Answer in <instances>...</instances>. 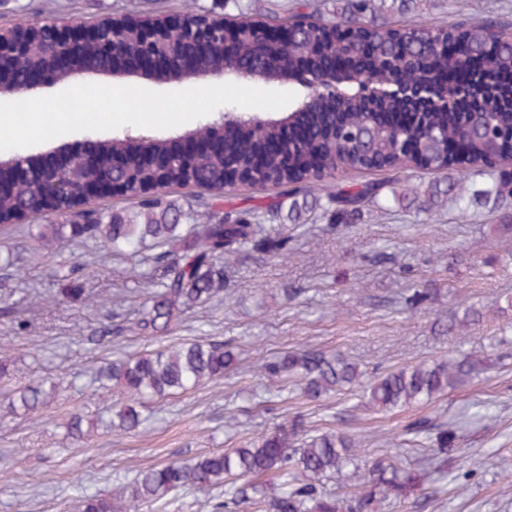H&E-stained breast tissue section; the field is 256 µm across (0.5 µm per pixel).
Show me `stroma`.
I'll return each mask as SVG.
<instances>
[{"label": "stroma", "instance_id": "35a3bbf8", "mask_svg": "<svg viewBox=\"0 0 512 512\" xmlns=\"http://www.w3.org/2000/svg\"><path fill=\"white\" fill-rule=\"evenodd\" d=\"M123 7L146 15L183 11L182 0H10L0 7V28L21 19L90 22ZM498 222L493 209L463 215L448 198L428 214L370 206L353 224L313 214L311 223L289 225L287 257L256 249L239 254L224 270L219 300L159 340L133 328L147 299L144 282L165 279L153 261L154 242L131 256L78 239L45 247L24 225L0 235V257L11 256L17 268L11 276L0 272V295L14 307L0 313V338L23 382L58 386L34 417L9 413L0 397V512H75L83 493L111 489L152 465L236 447L298 413L308 429L348 432L371 455L393 443L406 460L425 455L426 434L405 430L418 413L414 407L378 413L367 409L359 390L315 403L292 392L266 405L255 363L307 347L341 353L371 373L451 355L487 357L491 369L425 409L459 427L460 466L418 497L382 502L377 512H512V479L498 460L500 451L512 452V313L490 308L497 295H512V234L494 235ZM75 263L83 264L79 283L97 294L96 302L56 301L59 278ZM408 288L428 289L425 308L406 306ZM469 307L481 310V318L449 331V319ZM201 336L233 340L243 366L155 402L138 431L106 430L112 396L89 383L104 362ZM76 413L90 430L80 440L68 434ZM462 467L475 472L465 484L456 479Z\"/></svg>", "mask_w": 512, "mask_h": 512}]
</instances>
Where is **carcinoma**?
Wrapping results in <instances>:
<instances>
[{"label":"carcinoma","instance_id":"obj_1","mask_svg":"<svg viewBox=\"0 0 512 512\" xmlns=\"http://www.w3.org/2000/svg\"><path fill=\"white\" fill-rule=\"evenodd\" d=\"M427 0H333L336 20L321 19V0H283L266 14V24L279 32L257 45L255 29L247 23H229L224 35L205 41L200 57L220 69L224 78L246 65L272 60L292 78L296 74H322L336 60L340 90L318 94L301 86L297 103L308 101L314 126L306 131L288 127V152L270 150L283 137L279 123L244 121L224 137V147L202 152L188 166L162 162L172 140L159 138L155 158H145L131 174L112 170L114 152L136 148L114 137L101 148L95 162L84 168L85 198L74 207L70 197L51 194L31 177L25 183L0 171V231L11 232L18 213L31 220L51 217L72 219L70 224H39L37 239L50 246L63 240H101L112 251L135 250L148 241L175 244L177 253H162L155 261L165 265L166 282L148 294V305L135 328L149 339L166 337L194 309L221 295L223 263L233 255L256 247L280 257L288 255V235L278 232L258 241L257 222L301 219L314 211L311 175L328 178L363 169L400 172L421 165L448 179L456 174L452 191L467 211L505 193L512 194V39L494 16L475 25L465 15L448 27L391 28L390 18L405 16ZM16 28L0 31V69L16 70L24 80L59 64L51 52H37L25 60L13 54ZM140 34L134 27L119 31L112 54L133 46ZM106 46L84 45L64 65L75 74L95 72ZM179 53L176 41L154 45L152 55L162 62ZM378 75L398 86L418 85L427 92H450L448 103L429 98H398L387 87L376 96H364L342 83L348 77ZM274 172L278 192L265 203L226 211L221 184L224 168ZM124 185L132 196L154 183L178 188L203 185L208 195L187 200V211L172 206L162 192L140 198L137 210L125 218H106L95 209L105 196L103 179ZM382 183L338 182L326 188L327 205H336V217L354 222L362 209L379 205ZM288 214H283L284 199ZM187 215L199 222L193 233L180 224ZM57 289L62 302L84 303L86 288L64 277ZM240 363L238 354L220 340L201 339L113 359L97 371L98 382L112 390L111 426L123 433L136 431L143 422L145 403L186 393L219 381ZM261 376L281 392L296 386L310 402L364 389L368 407L390 412L429 403L449 390L463 387L484 371L477 355L450 357L428 364L417 362L364 380L360 366L342 356L319 349L285 350L260 362ZM15 369L0 357V384L7 387L9 407L36 413L47 395L39 386L9 387ZM413 433L433 434L426 458L428 468L405 466L398 452L387 451L365 459L359 441L333 429L312 432L295 416L269 432L247 439L238 448L206 453L138 471L115 484L112 491L85 495L76 512H157L171 495L190 488H224V512L251 508L255 512H372L381 500L401 501L425 490L429 473L448 471V453L456 450L455 428L417 416L409 424ZM334 480L346 488L342 494L325 489Z\"/></svg>","mask_w":512,"mask_h":512}]
</instances>
